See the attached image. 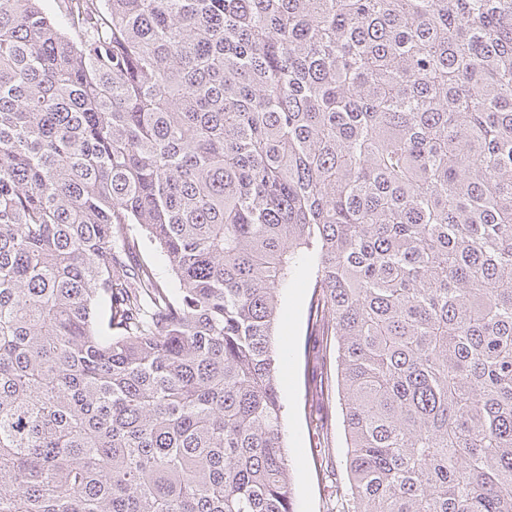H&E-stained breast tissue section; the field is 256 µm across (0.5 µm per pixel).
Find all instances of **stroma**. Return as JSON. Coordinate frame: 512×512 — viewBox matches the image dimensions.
<instances>
[{
	"mask_svg": "<svg viewBox=\"0 0 512 512\" xmlns=\"http://www.w3.org/2000/svg\"><path fill=\"white\" fill-rule=\"evenodd\" d=\"M311 296L305 271L280 293L275 334L287 351L278 374L285 405L284 443L291 461L294 512H334L331 489L347 484L342 413L336 399L317 403L307 393L320 371L318 358H335L334 347L318 341L308 327Z\"/></svg>",
	"mask_w": 512,
	"mask_h": 512,
	"instance_id": "1",
	"label": "stroma"
}]
</instances>
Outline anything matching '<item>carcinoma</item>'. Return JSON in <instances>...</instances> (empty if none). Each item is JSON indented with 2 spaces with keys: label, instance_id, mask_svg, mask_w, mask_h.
Returning <instances> with one entry per match:
<instances>
[{
  "label": "carcinoma",
  "instance_id": "cac0c4a2",
  "mask_svg": "<svg viewBox=\"0 0 512 512\" xmlns=\"http://www.w3.org/2000/svg\"><path fill=\"white\" fill-rule=\"evenodd\" d=\"M0 0V512H512V0ZM177 286L160 279L150 249ZM312 292L309 272L303 270L280 293L281 313L275 334L287 351L278 374L285 405L284 443L291 460L294 512H335L336 497L331 495L330 485L340 490L347 485L341 448L342 413L335 396L320 404L306 393L319 375L317 354L330 361L333 378L335 373L333 345L325 347V341L311 336V325L308 329Z\"/></svg>",
  "mask_w": 512,
  "mask_h": 512
}]
</instances>
